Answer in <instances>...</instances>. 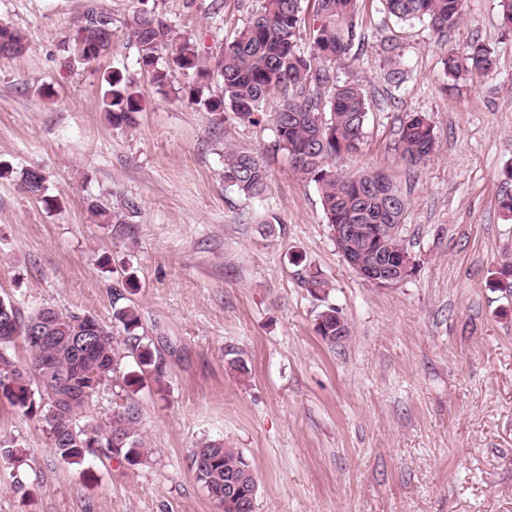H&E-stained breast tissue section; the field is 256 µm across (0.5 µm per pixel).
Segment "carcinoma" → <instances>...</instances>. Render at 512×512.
I'll use <instances>...</instances> for the list:
<instances>
[{
	"instance_id": "1",
	"label": "carcinoma",
	"mask_w": 512,
	"mask_h": 512,
	"mask_svg": "<svg viewBox=\"0 0 512 512\" xmlns=\"http://www.w3.org/2000/svg\"><path fill=\"white\" fill-rule=\"evenodd\" d=\"M388 15L402 20L427 22L437 34H445L462 17L464 0H381ZM315 14L309 49L300 44L305 19L302 0H261L247 22L225 38L217 53L206 56L193 39L180 34L152 8L135 11L126 23L124 37L134 45L137 64L154 82L165 86L171 73L192 76V103L210 114L231 113L241 123H257L265 115L270 96L279 100L270 114L276 145L287 151L302 171L311 176L321 193L324 214L331 232L336 225L361 229L358 259L372 261L375 245L370 224H386L385 251L392 255L404 249L397 235L406 199L392 178L381 171L347 175L336 171L332 161L360 147L368 103L361 85L354 80L332 82L334 69L353 59L358 38V0H314ZM70 37L74 56L70 66L86 64L85 48L98 44L112 47V14L100 0H85L74 21ZM24 32L15 26H0V55L23 56L28 48ZM494 52L476 39L459 53L446 58L445 74L463 73L483 78L494 72ZM102 110L114 126H129L142 111L135 82L123 72L102 76ZM220 88L212 93V85ZM332 88L325 95L326 88ZM435 149L434 127L421 114L403 120L397 150L412 167L430 158ZM20 186L46 206L57 200L46 195V177L38 168L18 172ZM268 170L257 152L228 144L224 149V185L246 198H258L267 190ZM90 209L103 224H122L124 219L97 201ZM122 292L114 293L112 324L96 321L93 345L77 357L67 347L74 335L79 313L61 312L41 305L25 313L10 300L13 320L0 324V402L7 401L25 416H39L46 427L50 450L68 466H82L89 456L117 458L135 467L149 454L142 431V411L135 395L148 380L161 383L164 371L156 348L140 333L141 316L133 304H123ZM57 329L50 339L32 338V331L45 325ZM349 335V326L339 309L327 305L314 319V331L336 344V330ZM29 354L19 362L12 355L16 341ZM108 386L119 388V402L107 422L100 424L82 415L86 398ZM22 450L17 442L0 436V463H15ZM194 474L221 512H238L236 500L224 497V486L254 473L243 452L222 439L200 442L192 454Z\"/></svg>"
}]
</instances>
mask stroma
I'll return each instance as SVG.
<instances>
[{
	"mask_svg": "<svg viewBox=\"0 0 512 512\" xmlns=\"http://www.w3.org/2000/svg\"><path fill=\"white\" fill-rule=\"evenodd\" d=\"M84 2L0 0V22L28 38L22 57L0 56V162L14 169L0 178V297L108 323L113 288L134 281L165 391L148 382L137 394L150 446L138 467L61 464L44 423L0 403V436L25 450L21 464L0 466V512H221L191 468L205 438L250 459L256 512H512V290L496 284L512 260L499 207L512 194V37L498 0H466L442 38L361 0L356 59L335 76L361 84L368 113L359 150L335 164L385 171L407 199L399 237L416 269L391 288L343 259L315 182L276 149L270 121L214 120L189 101V76L162 88L140 70L122 36L138 0H102L110 51L67 67ZM154 3L208 53L259 0H223L217 12L213 0ZM476 38L495 71L478 83L447 78L446 56ZM392 56L407 72L398 88L386 80ZM113 69L143 98L128 127L99 108ZM413 112L436 136L414 169L395 148ZM231 142L263 158V198L225 187ZM29 167L56 206L20 187L16 173ZM94 199L124 223H99ZM309 266L328 283L325 300L301 282ZM326 302L350 330L333 345L313 329ZM231 350L248 375L230 367Z\"/></svg>",
	"mask_w": 512,
	"mask_h": 512,
	"instance_id": "stroma-1",
	"label": "stroma"
}]
</instances>
